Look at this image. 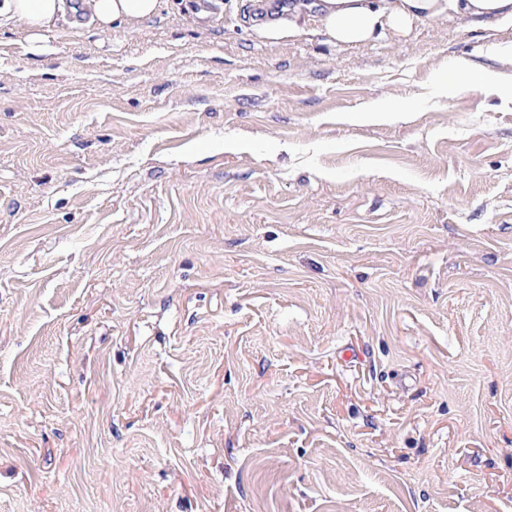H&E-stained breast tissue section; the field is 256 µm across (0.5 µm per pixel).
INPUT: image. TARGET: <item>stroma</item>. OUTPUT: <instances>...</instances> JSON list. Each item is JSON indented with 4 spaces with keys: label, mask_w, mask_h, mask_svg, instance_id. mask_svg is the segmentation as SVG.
<instances>
[{
    "label": "stroma",
    "mask_w": 512,
    "mask_h": 512,
    "mask_svg": "<svg viewBox=\"0 0 512 512\" xmlns=\"http://www.w3.org/2000/svg\"><path fill=\"white\" fill-rule=\"evenodd\" d=\"M268 7L0 31V512H512V28Z\"/></svg>",
    "instance_id": "obj_1"
}]
</instances>
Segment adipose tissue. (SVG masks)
<instances>
[{
	"mask_svg": "<svg viewBox=\"0 0 512 512\" xmlns=\"http://www.w3.org/2000/svg\"><path fill=\"white\" fill-rule=\"evenodd\" d=\"M90 8L93 22L105 31L117 21L152 17L159 0H91ZM65 9V0H0V27L20 24L37 36ZM447 17L512 27V0H294L261 31L277 38L310 30L330 44L358 46L386 33L404 35L419 20Z\"/></svg>",
	"mask_w": 512,
	"mask_h": 512,
	"instance_id": "ef3b65f1",
	"label": "adipose tissue"
}]
</instances>
